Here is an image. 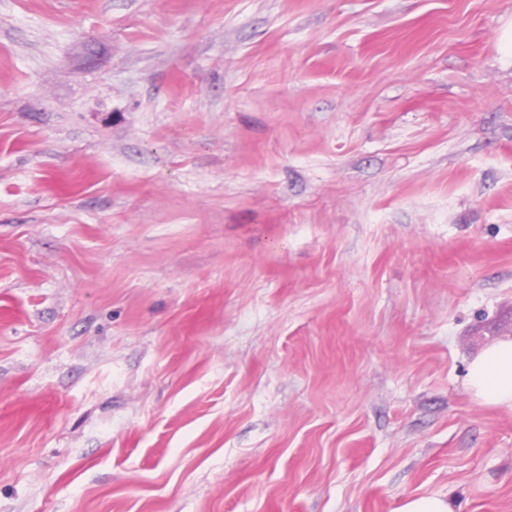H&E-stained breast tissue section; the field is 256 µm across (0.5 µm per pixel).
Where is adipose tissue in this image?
Masks as SVG:
<instances>
[{
	"mask_svg": "<svg viewBox=\"0 0 512 512\" xmlns=\"http://www.w3.org/2000/svg\"><path fill=\"white\" fill-rule=\"evenodd\" d=\"M468 388L480 402L512 407V341L491 346L471 363Z\"/></svg>",
	"mask_w": 512,
	"mask_h": 512,
	"instance_id": "adipose-tissue-1",
	"label": "adipose tissue"
}]
</instances>
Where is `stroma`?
<instances>
[{
    "label": "stroma",
    "instance_id": "1",
    "mask_svg": "<svg viewBox=\"0 0 512 512\" xmlns=\"http://www.w3.org/2000/svg\"><path fill=\"white\" fill-rule=\"evenodd\" d=\"M512 0H0V512H512ZM468 388L482 403L512 408V341L491 346L471 363ZM398 512H453L450 504L437 497H418L408 500Z\"/></svg>",
    "mask_w": 512,
    "mask_h": 512
}]
</instances>
